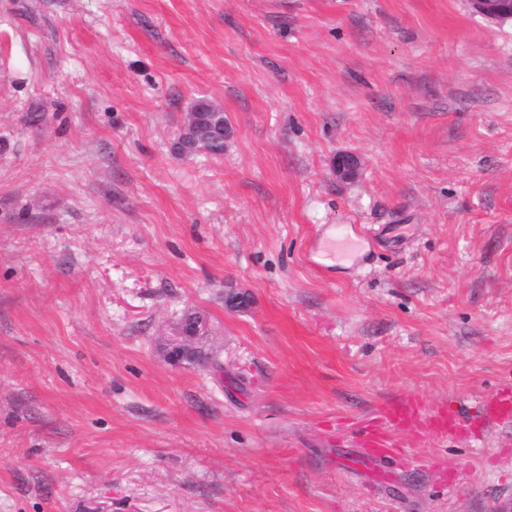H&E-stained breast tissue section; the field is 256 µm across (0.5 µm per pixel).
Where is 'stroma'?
Returning a JSON list of instances; mask_svg holds the SVG:
<instances>
[{
  "instance_id": "stroma-1",
  "label": "stroma",
  "mask_w": 512,
  "mask_h": 512,
  "mask_svg": "<svg viewBox=\"0 0 512 512\" xmlns=\"http://www.w3.org/2000/svg\"><path fill=\"white\" fill-rule=\"evenodd\" d=\"M200 97L224 153L175 155ZM325 224L366 263L310 266ZM188 309L204 365L166 358ZM507 385L512 21L0 0V512H507L512 426L351 434ZM421 420L422 411L418 404L388 403L379 409L377 418L369 420L363 427V440L371 448H381L380 455H389L399 448H395L388 428L409 429L419 425Z\"/></svg>"
}]
</instances>
